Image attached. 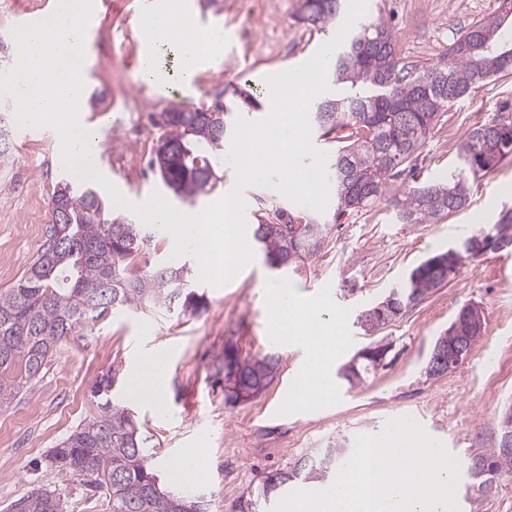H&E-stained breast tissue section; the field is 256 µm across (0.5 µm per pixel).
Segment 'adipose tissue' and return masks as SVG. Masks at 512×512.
Returning <instances> with one entry per match:
<instances>
[{
  "label": "adipose tissue",
  "instance_id": "adipose-tissue-1",
  "mask_svg": "<svg viewBox=\"0 0 512 512\" xmlns=\"http://www.w3.org/2000/svg\"><path fill=\"white\" fill-rule=\"evenodd\" d=\"M142 35L150 40L178 46L182 52V83H192L196 75L198 53L196 43L206 34L192 23L189 12H175L168 0L141 22ZM256 293L264 303L270 332L284 345L300 344L307 359L299 373L289 402L301 407L324 401L327 367L336 359L341 344L340 311L320 300H300L288 285L275 289L257 286ZM128 393L134 400L165 412L167 367L163 355L144 356L128 379Z\"/></svg>",
  "mask_w": 512,
  "mask_h": 512
}]
</instances>
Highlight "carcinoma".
Here are the masks:
<instances>
[{"label": "carcinoma", "instance_id": "cac0c4a2", "mask_svg": "<svg viewBox=\"0 0 512 512\" xmlns=\"http://www.w3.org/2000/svg\"><path fill=\"white\" fill-rule=\"evenodd\" d=\"M342 0H299L298 20L320 25L336 20ZM512 17V0L500 13L477 21L439 60L406 61L396 51L385 19L371 16L351 31L336 51L332 77L341 92L320 97L310 109L311 125L336 133L330 179L336 215L358 211L383 196L385 183L413 168L430 130L442 113L468 96L476 85L512 74V55L503 26ZM235 109H189L172 103L158 113V144L149 160L176 195L193 200L209 194L220 180L215 169L231 138ZM512 156V120L472 129L463 140L448 178L408 188L395 200L401 224H431L463 209L470 182ZM52 220L44 244L16 286L0 289V408L29 389L59 344L86 329L106 312L171 306L197 310L202 296L180 268L141 271L135 260L154 240L158 228L136 224L112 207L88 183L61 179L52 193ZM512 213L488 233L512 244ZM329 234L328 225L307 214L274 213L253 225L252 238L274 269L298 275L311 263ZM461 257L431 255L411 270L410 287L383 309L373 306L356 319L366 332L380 329L414 301L448 283ZM459 315L449 326L448 343L482 336ZM227 400L250 396L267 385L280 357L241 359L224 350ZM99 415L78 425L49 455L61 477L84 474L106 490L111 512H207L205 501L163 486L131 410L113 402L112 376L102 375L90 388ZM349 444H332L320 456H304L290 470L268 476L257 495H269L302 479L329 482L349 457ZM465 498L480 504L502 479L512 478V449L498 443L476 454L467 469ZM15 512H64L60 496L34 491L14 504Z\"/></svg>", "mask_w": 512, "mask_h": 512}]
</instances>
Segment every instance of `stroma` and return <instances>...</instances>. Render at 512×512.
Wrapping results in <instances>:
<instances>
[{"label":"stroma","mask_w":512,"mask_h":512,"mask_svg":"<svg viewBox=\"0 0 512 512\" xmlns=\"http://www.w3.org/2000/svg\"><path fill=\"white\" fill-rule=\"evenodd\" d=\"M196 24L210 22L224 41L198 66L190 85L179 82L177 49L153 45L161 84L142 82L139 23L141 0H95L102 20L89 32L83 69L85 96L102 98L86 122L100 139L103 173L134 201L143 200L161 180L147 167L150 147L141 146L142 129L157 136L150 115L171 101L212 106L232 99L234 91L265 99L267 75L306 62L323 33L298 21V0H267L262 16L248 21L237 13L236 0H181ZM477 0H367L369 14L385 8L398 52L408 60H438L471 24L482 18ZM512 105V74L481 84L443 114L421 149L417 167L395 180L392 197L405 188L447 176L469 130L501 119ZM9 146L0 157V289L16 284L36 258L45 238L49 202L64 170L57 161L58 136L50 129H18L11 97L0 99ZM512 212V157L472 182L469 202L460 211L431 224L398 223L390 199L337 215L335 205L320 213L331 225L326 243L305 272L290 279L300 299H321L339 309L350 338L328 374L339 393L327 404L293 409L288 386L306 359L304 347L280 346L267 327L255 288L284 282L262 255L241 273L234 287L197 282V262L182 257L205 306L197 313L181 307L123 310L111 313L93 329L61 344L30 390L0 409V512H12L23 495L56 491L65 512H108L104 495L85 476L61 477L48 456L79 424L99 414L90 386L111 374L115 402L130 408L147 437L160 473L184 449H203L204 480L190 486L209 512H239L246 491L259 488L268 473L287 470L300 457L321 452L343 438L380 432L389 418L410 415L442 440L461 464L497 447L500 422L512 406V247L489 250L462 264L455 276L407 309L374 335L355 326L359 313L382 301L391 288L429 256L457 247ZM482 308L485 333L466 359L440 376L426 373L438 336L459 310ZM239 357L281 356L273 380L257 396L226 400L224 349ZM382 347L380 365L360 381L348 383L340 368L362 365L363 350ZM163 354L168 367L167 412L158 415L133 400L128 377L140 358Z\"/></svg>","instance_id":"35a3bbf8"}]
</instances>
